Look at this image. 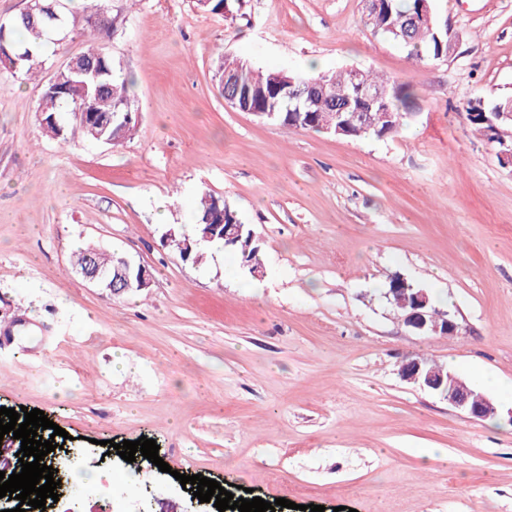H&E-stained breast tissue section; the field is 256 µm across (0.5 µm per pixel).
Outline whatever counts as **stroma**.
<instances>
[{
    "instance_id": "35a3bbf8",
    "label": "stroma",
    "mask_w": 512,
    "mask_h": 512,
    "mask_svg": "<svg viewBox=\"0 0 512 512\" xmlns=\"http://www.w3.org/2000/svg\"><path fill=\"white\" fill-rule=\"evenodd\" d=\"M454 51L416 60L366 22L364 0H244L233 18L194 0H107L109 47L133 81L130 139L37 107L69 59L100 43L83 0L27 79L0 71V407L40 409L72 459L123 470L103 441L155 440L170 472L114 482V512L188 505L176 473L266 501L353 512H512V166L466 118L512 98V0H433ZM303 75L359 69L414 94L385 139L285 128L225 105L221 55ZM204 192L259 240L265 274L232 254L196 265L168 246ZM88 245L150 270L111 295L73 270ZM399 274L447 296L452 336H422L385 297ZM420 356L499 407L475 420L403 381ZM447 460L423 467L417 452Z\"/></svg>"
}]
</instances>
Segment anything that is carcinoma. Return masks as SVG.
Here are the masks:
<instances>
[{"label": "carcinoma", "mask_w": 512, "mask_h": 512, "mask_svg": "<svg viewBox=\"0 0 512 512\" xmlns=\"http://www.w3.org/2000/svg\"><path fill=\"white\" fill-rule=\"evenodd\" d=\"M34 18L24 19L17 17L4 29L0 30V40L8 48L5 53H0V67L14 73H21L30 78L37 73V67L41 65L44 56L42 47L46 34L54 30V23L51 16L60 12V7L54 4V0H37L33 3ZM401 14H420L419 0H387V11L379 12L370 17V24L374 29L385 32L389 25V16L395 17ZM407 48L411 54L418 59L438 60L448 56L451 46L448 43L447 34L443 33L435 15H430V22H419L412 30L410 43ZM85 61H94L104 65L105 74L101 76L105 88L100 96L93 99L94 110L98 118L103 120L97 131L101 134V140H125L131 135L135 125L136 117H131L122 124L114 123L111 120L115 105L124 102H133L130 94L132 81L127 77L116 74L112 66V56L101 45L91 46L81 53ZM225 56H219L215 61L214 79L220 90L225 94L229 90L249 92L254 94L252 102L266 112L275 113L280 125L288 128H302L314 132L320 131L319 126L309 123H295L291 112L297 108L296 100L290 98L284 91L287 84L288 74L279 71H257L250 64L243 61L241 65L234 68L225 67ZM353 70H341L334 74H318L310 76H298V79L313 83L324 97L325 106L317 108L319 118L322 121L332 120L336 116V104L346 101L353 93L352 82ZM362 78L376 86L387 89L386 105L373 112L375 119L381 118V113H390V124L377 123L379 132L368 135L359 128L353 126L349 129L346 137L365 138L371 136L376 139H383L385 136H393L403 128L409 126L415 117L412 112V99L409 88L406 84L390 77H380L372 72L365 71ZM80 81V78L65 68L56 74L57 93L48 99L43 118L44 128L53 138L61 141L67 140V133L64 124L60 120V114L67 112L74 114L82 110V101L70 93L73 85ZM508 99H500L493 102L477 101L467 103L465 112L469 122L475 131L482 136H488V130L492 125H497L498 131L494 132L496 146L505 150H512V134H500V131L511 130L512 123L497 119V113L505 111ZM214 196L209 193L200 195L197 206L195 223L187 224L175 232L173 246L185 240V237L196 239L204 230L207 224L208 214L213 210ZM212 244H221L224 250L235 254L244 267L260 265L258 244H253L249 252L245 253L241 246L224 244V238L220 235L210 240Z\"/></svg>", "instance_id": "carcinoma-1"}]
</instances>
